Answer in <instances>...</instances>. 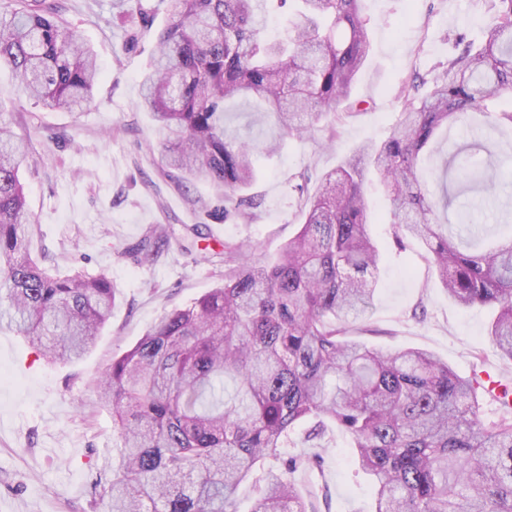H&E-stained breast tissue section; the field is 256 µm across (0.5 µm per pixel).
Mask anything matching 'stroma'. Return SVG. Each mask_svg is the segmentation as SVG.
I'll list each match as a JSON object with an SVG mask.
<instances>
[{
	"label": "stroma",
	"instance_id": "1",
	"mask_svg": "<svg viewBox=\"0 0 512 512\" xmlns=\"http://www.w3.org/2000/svg\"><path fill=\"white\" fill-rule=\"evenodd\" d=\"M61 17L91 45L100 70L82 112L49 111L22 96L0 70V124L31 137L21 172L32 222L33 257L50 256L59 273L108 277L116 288L112 315L93 350L72 364H48L9 331L0 332V512H89L98 469L116 439L99 383L114 358L131 348L164 314L191 304L224 280V244L247 246L252 260H273L297 230L301 201L294 177L312 182L362 144L382 142L405 103L413 74L434 75L453 51L451 36L481 41L491 15L487 0H363L371 49L352 88L367 103L353 115L337 111L303 140L283 138L278 152H257L256 201L248 217L217 210L204 180L184 183L162 170L160 137L137 106L140 74L156 52L166 22L160 0H60ZM486 116L440 131L420 173L440 195L444 164L457 147L481 137ZM366 199L381 249L379 284L355 339L383 349L415 347L448 362L460 376L485 369L512 375L487 337L491 308H464L449 299L422 243L395 238L385 189L369 178ZM495 223L512 199L467 193L436 212L455 221L457 209ZM155 224L168 230L154 262L127 253ZM282 456L307 459L298 475L309 512H371L375 490L355 465L351 439L332 429L322 447L306 448L292 433Z\"/></svg>",
	"mask_w": 512,
	"mask_h": 512
}]
</instances>
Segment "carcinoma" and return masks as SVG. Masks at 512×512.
Segmentation results:
<instances>
[{
  "mask_svg": "<svg viewBox=\"0 0 512 512\" xmlns=\"http://www.w3.org/2000/svg\"><path fill=\"white\" fill-rule=\"evenodd\" d=\"M158 55L142 74L140 108L161 136L159 165L185 181L204 178L224 214L237 212L255 177L257 144L225 125L237 98L263 105L254 122L301 139L348 102L371 47L362 0H165ZM479 46L463 34L431 79L415 76L391 135L359 149L306 196L299 228L276 260L253 262L224 244L222 285L174 309L112 360L100 399L112 408L119 445L99 472L103 512H237L239 487L257 471L263 485L250 512H307L297 485L302 461L281 465L298 424L320 448L333 426L353 439L355 463L376 487L375 512H512V401L483 420L474 381L419 348L383 352L350 336L378 286L379 248L365 175L386 188L395 237L426 247L448 297L464 308L498 309L487 336L512 361V235L488 250L477 235L448 232L417 176L436 132L488 102L512 99V0H489ZM288 15L275 39L268 13ZM20 92L49 110L77 112L98 79L92 50L56 18L55 0L0 7V67ZM481 143L450 155L467 191L493 189L475 161ZM27 138L0 127V330L23 337L51 362L78 359L108 321L115 287L105 276L52 274L27 248L30 219L20 166ZM168 231L156 227L134 247L158 256Z\"/></svg>",
  "mask_w": 512,
  "mask_h": 512,
  "instance_id": "carcinoma-1",
  "label": "carcinoma"
}]
</instances>
